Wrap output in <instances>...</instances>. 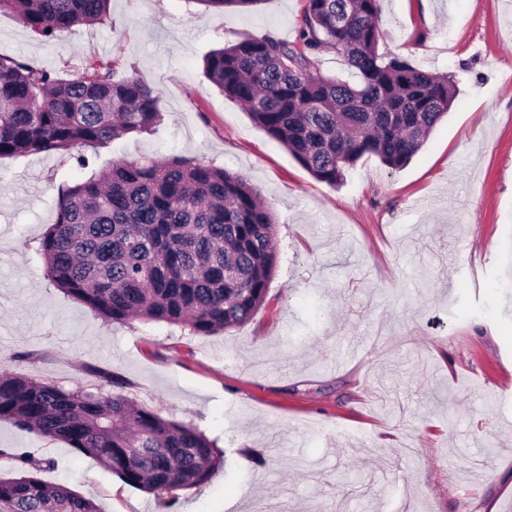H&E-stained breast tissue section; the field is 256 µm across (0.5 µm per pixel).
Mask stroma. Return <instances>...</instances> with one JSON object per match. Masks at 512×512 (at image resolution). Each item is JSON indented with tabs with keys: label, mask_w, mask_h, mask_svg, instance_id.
Segmentation results:
<instances>
[{
	"label": "stroma",
	"mask_w": 512,
	"mask_h": 512,
	"mask_svg": "<svg viewBox=\"0 0 512 512\" xmlns=\"http://www.w3.org/2000/svg\"><path fill=\"white\" fill-rule=\"evenodd\" d=\"M305 0L205 9L112 0L46 39L0 12V53L137 76L163 119L110 147L0 158V371L123 392L224 452L171 507L67 444L0 422V448L99 512H512V0H381L379 50L454 76L447 116L403 168L317 181L205 77L211 50L294 36ZM128 159L242 175L276 222L274 308L215 336L110 323L48 279L37 249L62 180Z\"/></svg>",
	"instance_id": "stroma-1"
}]
</instances>
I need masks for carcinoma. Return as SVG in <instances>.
<instances>
[{
  "mask_svg": "<svg viewBox=\"0 0 512 512\" xmlns=\"http://www.w3.org/2000/svg\"><path fill=\"white\" fill-rule=\"evenodd\" d=\"M110 2L0 0V10L51 39L105 22ZM196 2L223 9L273 0ZM379 14L380 0H305L294 40L248 36L211 52L205 74L320 182L338 185L364 157L400 169L447 114L456 88L446 74L379 53ZM326 48L358 82L320 74ZM160 118L153 88L115 78L107 62L91 61L67 79L0 54V158L102 146ZM273 239L271 213L244 177L192 159H124L62 183L39 252L47 277L107 321L138 318L214 336L268 306ZM0 421L64 442L164 503L210 481L223 464L197 427L119 391L94 395L0 374ZM1 459L28 472L0 476V512H98L91 499L37 476L51 460L0 449Z\"/></svg>",
  "mask_w": 512,
  "mask_h": 512,
  "instance_id": "cac0c4a2",
  "label": "carcinoma"
}]
</instances>
